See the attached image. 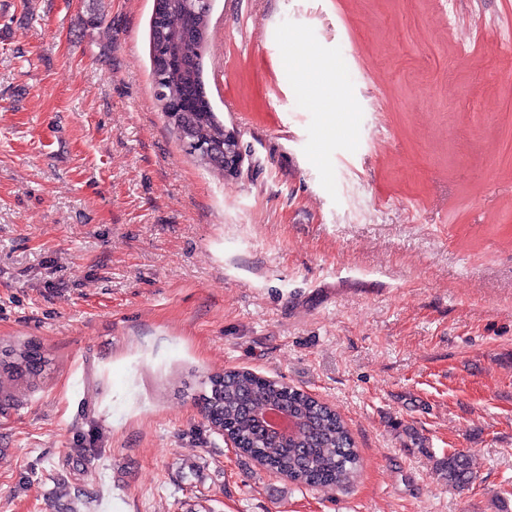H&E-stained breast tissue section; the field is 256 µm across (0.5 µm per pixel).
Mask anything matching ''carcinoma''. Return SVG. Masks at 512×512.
<instances>
[{
	"label": "carcinoma",
	"instance_id": "carcinoma-1",
	"mask_svg": "<svg viewBox=\"0 0 512 512\" xmlns=\"http://www.w3.org/2000/svg\"><path fill=\"white\" fill-rule=\"evenodd\" d=\"M164 53L172 60L168 82L157 94L170 125L180 123L196 144L204 163L221 167L207 148L224 141V124L218 121L206 96L201 77L200 50L204 39L186 33H207L209 14L192 9L191 0H166ZM47 360L36 347L15 351V360L0 369L7 378H33L41 374ZM210 394L203 409L208 421L224 423V431L238 451L288 481L309 487L343 486L354 480L360 466L355 443L341 416L309 394L250 370H230L210 378ZM273 406L282 407L299 424L288 439L268 435L260 417ZM438 475L448 486L462 489L473 481L468 455L448 453L439 462Z\"/></svg>",
	"mask_w": 512,
	"mask_h": 512
}]
</instances>
